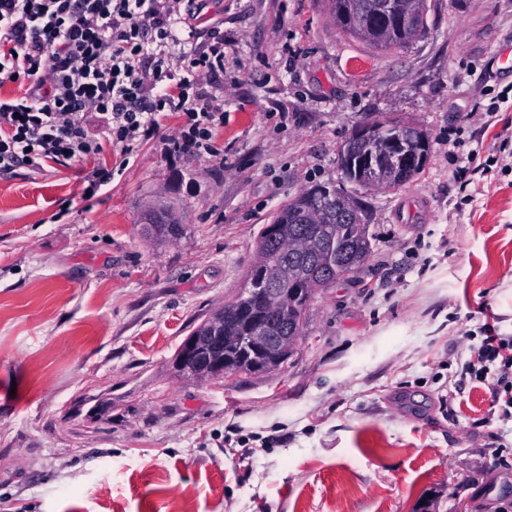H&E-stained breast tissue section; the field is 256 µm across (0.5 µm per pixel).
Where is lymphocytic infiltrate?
I'll list each match as a JSON object with an SVG mask.
<instances>
[{"label":"lymphocytic infiltrate","mask_w":512,"mask_h":512,"mask_svg":"<svg viewBox=\"0 0 512 512\" xmlns=\"http://www.w3.org/2000/svg\"><path fill=\"white\" fill-rule=\"evenodd\" d=\"M182 0H0V78L18 92L0 96V174L41 172L99 155L123 158L159 132L164 113L181 114L176 152L211 153L224 111L192 89L224 69L223 41L185 51L176 73L167 44ZM466 372L512 418V339L490 334Z\"/></svg>","instance_id":"obj_1"}]
</instances>
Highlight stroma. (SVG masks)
Listing matches in <instances>:
<instances>
[{
  "mask_svg": "<svg viewBox=\"0 0 512 512\" xmlns=\"http://www.w3.org/2000/svg\"><path fill=\"white\" fill-rule=\"evenodd\" d=\"M431 4L392 55L327 0H208L177 34L224 38L223 79L197 85L228 116L217 155L172 153V116L94 200L108 145L0 175V512H512V420L450 383L486 328L512 336V0ZM378 119L428 135L415 182L345 181L343 142ZM317 184L367 211L369 258L278 369L182 376L261 227ZM151 207L181 236L151 238Z\"/></svg>",
  "mask_w": 512,
  "mask_h": 512,
  "instance_id": "35a3bbf8",
  "label": "stroma"
}]
</instances>
